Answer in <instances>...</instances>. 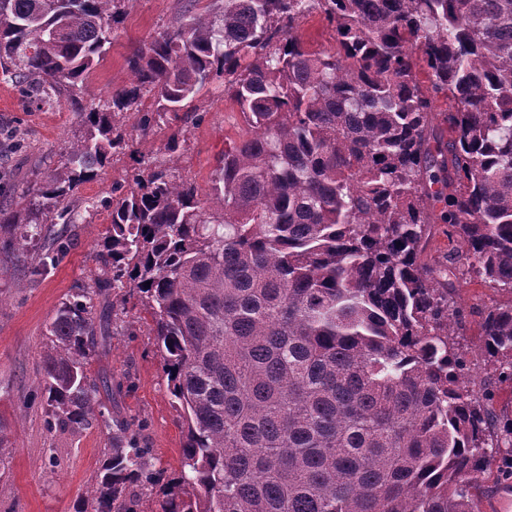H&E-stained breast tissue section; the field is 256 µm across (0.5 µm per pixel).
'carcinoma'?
<instances>
[{
    "instance_id": "cac0c4a2",
    "label": "carcinoma",
    "mask_w": 512,
    "mask_h": 512,
    "mask_svg": "<svg viewBox=\"0 0 512 512\" xmlns=\"http://www.w3.org/2000/svg\"><path fill=\"white\" fill-rule=\"evenodd\" d=\"M121 2L0 0V74L30 104L67 99L84 127L0 207V251L47 242L33 277L59 262L49 221L76 223L77 187L128 146L127 114L146 135L222 80L248 133L215 169L220 213L163 161L112 184L98 271L46 326L48 431L109 440L77 512H140L163 473L146 422L97 399L123 384L89 375L126 287L187 425L192 491L161 512H479L471 490L512 447V414L466 372L453 294L468 276L512 291V0H215L85 105ZM314 9L333 43L312 51L296 30ZM437 224L452 248L429 260ZM481 336L512 383V301L483 312Z\"/></svg>"
}]
</instances>
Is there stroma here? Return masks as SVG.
I'll return each mask as SVG.
<instances>
[{"label": "stroma", "mask_w": 512, "mask_h": 512, "mask_svg": "<svg viewBox=\"0 0 512 512\" xmlns=\"http://www.w3.org/2000/svg\"><path fill=\"white\" fill-rule=\"evenodd\" d=\"M211 2L127 0L126 15L112 31L109 51L84 83V103L98 105L109 100L114 89L132 81L127 59L134 51L170 26L185 6L199 14ZM0 128L25 132L22 145L0 143V170L11 172L19 192L32 188L44 172L57 167L67 147L83 132L69 101L49 108L30 106L1 79ZM176 130L182 142L169 156L164 144ZM244 133L237 106L225 99L218 84H210L186 113L161 130L146 136L131 132L129 147L113 156L104 174L82 184L77 195L90 202L110 196L113 183L131 182L159 160L197 185L207 212H222L223 197L213 189L214 170L225 147ZM109 226L108 211L98 209L85 214L76 229L62 227L69 249L56 267L37 278L29 274L30 251L0 252V420L8 426L12 450L0 473V512H74L100 465L104 435L95 428L74 434L48 431L35 391L46 326L63 300L87 287ZM457 300L465 324L460 342L471 375L481 381L487 377L479 349L482 314L489 306L512 301V294L471 278L458 283ZM113 330L109 352L93 356L90 374L98 378L108 373L117 381L132 378L133 387L114 397L112 409L123 416L148 419L144 440L154 448L167 477H176L182 467L185 432L168 392L151 319L137 297L128 298L125 307L118 309Z\"/></svg>", "instance_id": "35a3bbf8"}]
</instances>
